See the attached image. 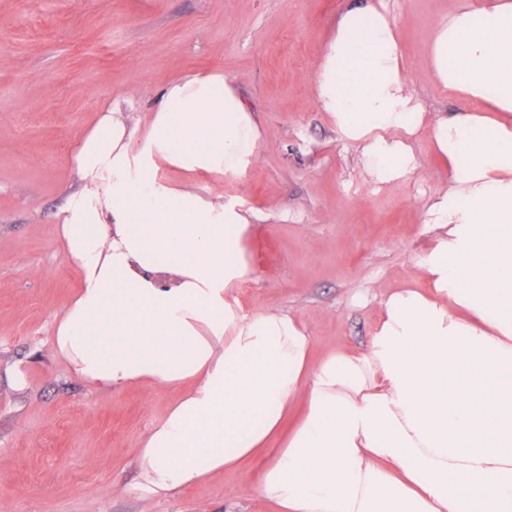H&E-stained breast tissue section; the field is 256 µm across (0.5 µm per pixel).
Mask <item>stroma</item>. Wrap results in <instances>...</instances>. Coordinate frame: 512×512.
<instances>
[{"label": "stroma", "mask_w": 512, "mask_h": 512, "mask_svg": "<svg viewBox=\"0 0 512 512\" xmlns=\"http://www.w3.org/2000/svg\"><path fill=\"white\" fill-rule=\"evenodd\" d=\"M356 0H0V512H273L259 459L165 499L113 492L136 473L141 438L173 390H91L50 338L78 271L54 218L78 137L105 101L152 111L174 77L221 72L263 130L241 175L199 190L249 211L244 311L298 315L315 355L365 348L384 294L416 284L438 232L425 204L448 174L426 138L409 178L373 184L356 146L315 105L309 79L340 13ZM427 111L464 101L430 80L434 22L458 0H387Z\"/></svg>", "instance_id": "35a3bbf8"}]
</instances>
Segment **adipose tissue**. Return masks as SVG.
<instances>
[{
  "mask_svg": "<svg viewBox=\"0 0 512 512\" xmlns=\"http://www.w3.org/2000/svg\"><path fill=\"white\" fill-rule=\"evenodd\" d=\"M429 58L471 110L425 111L386 5L365 0L339 15L310 79L374 183L419 169L424 130L448 166L427 206L442 234L418 264L430 292L384 295L365 350L318 359L297 316L240 308L245 212L167 176L254 162L261 130L231 80L179 77L144 117L102 107L56 214L80 286L51 352L104 393L182 391L118 492L164 498L261 457L257 491L278 512H512V0H463Z\"/></svg>",
  "mask_w": 512,
  "mask_h": 512,
  "instance_id": "adipose-tissue-1",
  "label": "adipose tissue"
}]
</instances>
